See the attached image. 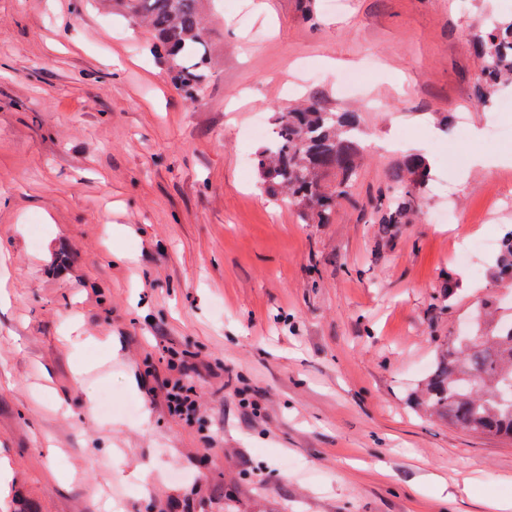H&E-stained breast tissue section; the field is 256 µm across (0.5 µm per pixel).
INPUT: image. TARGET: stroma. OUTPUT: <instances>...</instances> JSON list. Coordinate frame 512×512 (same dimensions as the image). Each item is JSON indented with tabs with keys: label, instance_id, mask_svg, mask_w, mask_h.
<instances>
[{
	"label": "stroma",
	"instance_id": "stroma-1",
	"mask_svg": "<svg viewBox=\"0 0 512 512\" xmlns=\"http://www.w3.org/2000/svg\"><path fill=\"white\" fill-rule=\"evenodd\" d=\"M215 0L208 76L170 78L97 0H0V504L36 512H487L512 443L408 403L479 300L452 257L512 205V85L477 102L476 42L512 0ZM358 113L373 148L333 223H301L243 158L297 99ZM466 119L458 136L453 122ZM431 179L405 224L380 189ZM455 207L452 223L436 215ZM39 217L43 237L26 224ZM449 292V309L438 296ZM187 354L194 417L165 395ZM129 413L87 415L102 388ZM429 160L420 154L404 158L401 166L389 176L378 208V223L401 224L417 204V190L428 179Z\"/></svg>",
	"mask_w": 512,
	"mask_h": 512
}]
</instances>
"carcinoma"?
Returning <instances> with one entry per match:
<instances>
[{
    "instance_id": "carcinoma-1",
    "label": "carcinoma",
    "mask_w": 512,
    "mask_h": 512,
    "mask_svg": "<svg viewBox=\"0 0 512 512\" xmlns=\"http://www.w3.org/2000/svg\"><path fill=\"white\" fill-rule=\"evenodd\" d=\"M134 21L144 23L169 70L188 93L205 78L206 22L199 0H110ZM482 67L478 92L484 94L512 77V19L494 18L477 43ZM275 136L256 153L263 192L282 195L304 224H330L337 204L353 198L366 151L358 135L359 116L322 106L317 100L281 112ZM429 160L404 158L389 176L380 198L378 223L400 224L417 204V190L428 179ZM498 277L512 280V230L500 242ZM478 341L455 340L436 349L432 368L412 393L413 407L471 433L512 440V321L477 327Z\"/></svg>"
}]
</instances>
